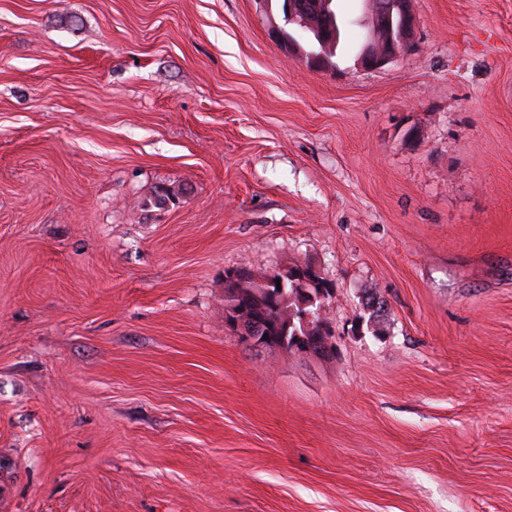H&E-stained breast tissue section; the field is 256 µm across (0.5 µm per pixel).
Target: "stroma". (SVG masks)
Listing matches in <instances>:
<instances>
[{
	"label": "stroma",
	"mask_w": 512,
	"mask_h": 512,
	"mask_svg": "<svg viewBox=\"0 0 512 512\" xmlns=\"http://www.w3.org/2000/svg\"><path fill=\"white\" fill-rule=\"evenodd\" d=\"M413 8L366 71L361 0L320 69L258 0H0V512H512V0ZM306 263L334 354L243 346L226 274Z\"/></svg>",
	"instance_id": "1"
}]
</instances>
